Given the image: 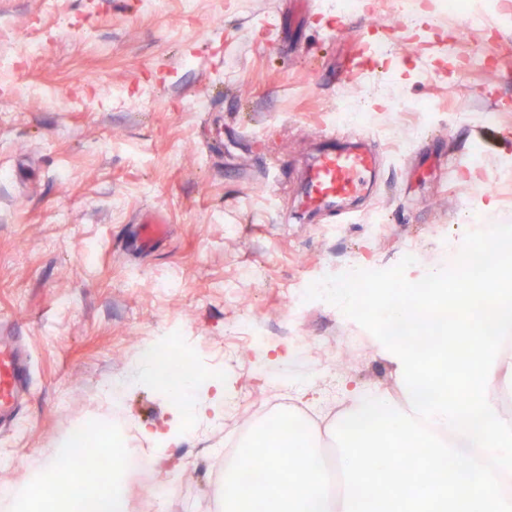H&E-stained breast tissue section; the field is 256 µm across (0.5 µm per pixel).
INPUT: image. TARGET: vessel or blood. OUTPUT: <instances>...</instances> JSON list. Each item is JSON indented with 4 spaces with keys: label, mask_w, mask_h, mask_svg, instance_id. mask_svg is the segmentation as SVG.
<instances>
[{
    "label": "vessel or blood",
    "mask_w": 512,
    "mask_h": 512,
    "mask_svg": "<svg viewBox=\"0 0 512 512\" xmlns=\"http://www.w3.org/2000/svg\"><path fill=\"white\" fill-rule=\"evenodd\" d=\"M374 167L375 157L367 150L351 148L321 154L308 174V209L333 208L362 192ZM28 378V355L21 337L0 336V420L17 419Z\"/></svg>",
    "instance_id": "obj_1"
}]
</instances>
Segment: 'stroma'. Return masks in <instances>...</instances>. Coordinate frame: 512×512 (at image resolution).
Wrapping results in <instances>:
<instances>
[{
	"instance_id": "1",
	"label": "stroma",
	"mask_w": 512,
	"mask_h": 512,
	"mask_svg": "<svg viewBox=\"0 0 512 512\" xmlns=\"http://www.w3.org/2000/svg\"><path fill=\"white\" fill-rule=\"evenodd\" d=\"M363 4L346 14L335 0H197L188 17L180 0L151 12L144 0H56L51 14L43 0H0V54H20L31 22L49 34L38 57L0 72V320L22 331L33 390L18 429L0 433V489L53 463L73 425L124 421L159 432L149 446L161 475L184 489L161 512H221L213 472L223 434L205 432L188 467L163 391L140 381L114 401L102 396L131 373L140 338L176 321L205 345L243 306L271 337L254 364L269 377L304 375L311 360L280 340L283 288L353 260L393 267L407 242L435 269L468 231L512 223V182L484 192L476 173L449 171L475 150L486 174L512 167V67L458 73L445 54L447 17ZM358 39L388 42L390 53L347 71ZM145 89L149 112L137 107ZM188 100L200 110L183 111ZM401 101L414 111H397ZM502 103L496 123L481 121ZM340 105L362 109V144L377 158L346 224L338 211L304 207L326 130L337 145L354 140L333 124ZM420 122L426 133L413 136ZM148 212L165 216L168 234L140 252L131 230ZM373 224L384 233L370 235ZM300 326L361 333L336 307L302 314ZM373 348L347 379L400 395L388 353Z\"/></svg>"
}]
</instances>
